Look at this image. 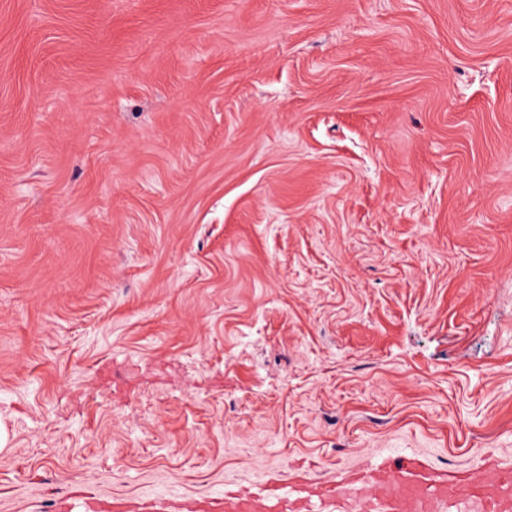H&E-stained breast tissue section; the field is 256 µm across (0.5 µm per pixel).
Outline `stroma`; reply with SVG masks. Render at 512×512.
<instances>
[{"mask_svg": "<svg viewBox=\"0 0 512 512\" xmlns=\"http://www.w3.org/2000/svg\"><path fill=\"white\" fill-rule=\"evenodd\" d=\"M389 453L512 465V0H0V512Z\"/></svg>", "mask_w": 512, "mask_h": 512, "instance_id": "1", "label": "stroma"}]
</instances>
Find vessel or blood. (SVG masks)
Segmentation results:
<instances>
[{"instance_id":"obj_1","label":"vessel or blood","mask_w":512,"mask_h":512,"mask_svg":"<svg viewBox=\"0 0 512 512\" xmlns=\"http://www.w3.org/2000/svg\"><path fill=\"white\" fill-rule=\"evenodd\" d=\"M196 512H512V468L491 462L473 479L431 470L411 455L390 466L377 464L357 478L279 480L259 497L209 495Z\"/></svg>"}]
</instances>
